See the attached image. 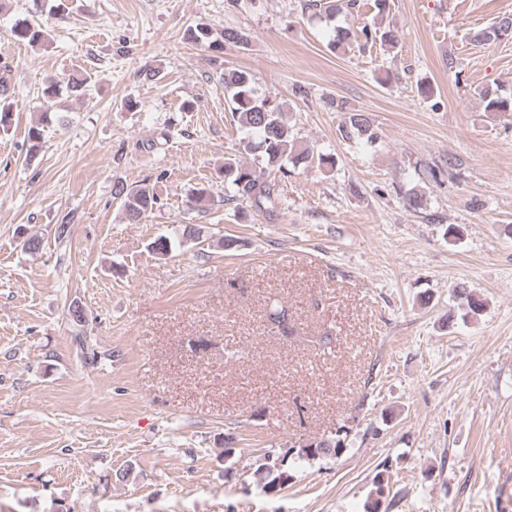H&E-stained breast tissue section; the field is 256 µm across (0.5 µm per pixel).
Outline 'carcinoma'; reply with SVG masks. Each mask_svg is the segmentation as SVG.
<instances>
[{
	"label": "carcinoma",
	"instance_id": "carcinoma-1",
	"mask_svg": "<svg viewBox=\"0 0 512 512\" xmlns=\"http://www.w3.org/2000/svg\"><path fill=\"white\" fill-rule=\"evenodd\" d=\"M355 5V0H308L307 9L320 15L325 21L336 19L337 15ZM364 44L381 42L392 49L397 48L399 40L393 30L382 25H365L360 30ZM512 34V15L505 14L492 25L477 31L473 40L477 43L491 44ZM11 36L18 43L31 47L41 46L46 42L47 30L38 17L22 19L14 23ZM184 39L196 45H208L210 48L221 49L229 43L237 47L249 45V35L245 32L226 28L221 36L212 38L211 30L198 24L187 28ZM356 40L355 33L348 28L337 27L329 46L333 50L351 48ZM90 77L84 74L68 75L66 83L50 80L45 83L43 95L48 100H55L62 90L72 94L83 95L89 86ZM224 87L231 93V112L234 121L240 128L247 131L248 146L261 154L270 167L288 173V165L306 167L334 166L332 157L324 154L314 155L307 148H300L291 131V127L283 120L281 108L276 100L260 92L251 76L242 70L227 69L224 71ZM485 110L488 112H512V90L505 95L493 97L484 95ZM346 138H362L373 144L378 134L370 124L366 115L353 113L342 126ZM224 180L229 182L237 193L247 198L259 211L272 210L277 204V195L272 183L264 180L252 166L240 163L232 158L224 160ZM115 198L121 202L125 218L130 223L140 222L158 205L160 197L156 190L148 184L129 188L122 182L113 185ZM181 241L160 236L149 244L151 250L160 255L170 254ZM349 432L320 438L299 448L288 449L282 455L267 454L258 461L253 471L254 481L267 494L280 491L291 479V471L296 463L319 456H338L348 448Z\"/></svg>",
	"mask_w": 512,
	"mask_h": 512
}]
</instances>
